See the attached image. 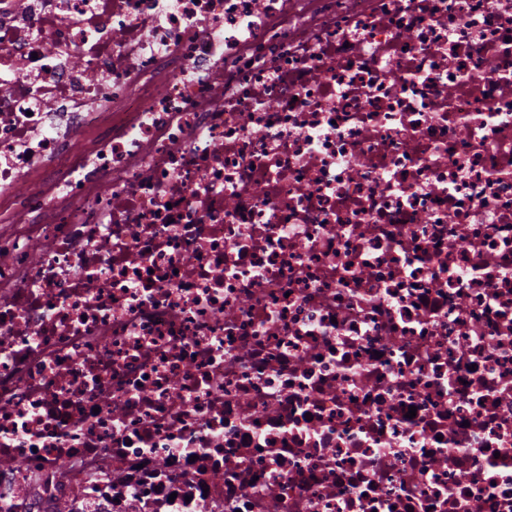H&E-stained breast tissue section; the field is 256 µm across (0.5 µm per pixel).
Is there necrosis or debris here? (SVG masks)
Returning <instances> with one entry per match:
<instances>
[{
    "instance_id": "obj_1",
    "label": "necrosis or debris",
    "mask_w": 512,
    "mask_h": 512,
    "mask_svg": "<svg viewBox=\"0 0 512 512\" xmlns=\"http://www.w3.org/2000/svg\"><path fill=\"white\" fill-rule=\"evenodd\" d=\"M1 199L0 512H512V0H0Z\"/></svg>"
}]
</instances>
